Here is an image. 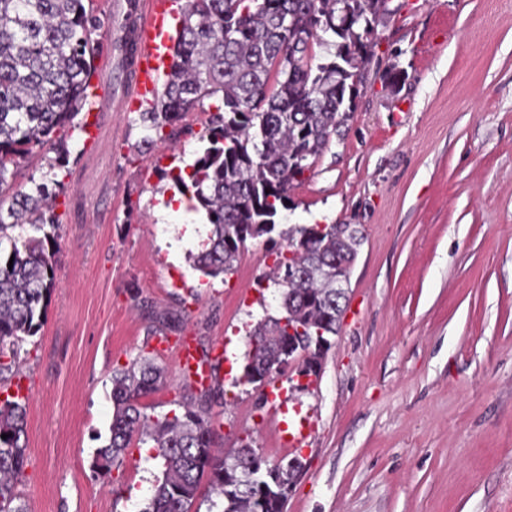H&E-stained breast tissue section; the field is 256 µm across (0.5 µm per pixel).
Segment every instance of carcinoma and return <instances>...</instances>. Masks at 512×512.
Instances as JSON below:
<instances>
[{"instance_id":"cac0c4a2","label":"carcinoma","mask_w":512,"mask_h":512,"mask_svg":"<svg viewBox=\"0 0 512 512\" xmlns=\"http://www.w3.org/2000/svg\"><path fill=\"white\" fill-rule=\"evenodd\" d=\"M377 0H186L169 55L168 73L152 106L140 113L152 133L174 126L204 101L217 102L190 172L170 173L192 192V209L212 230L191 267L207 277L231 275L247 243L263 239L287 255L263 278L281 292V315L249 333L243 378L251 384L268 367L338 333L336 278L347 261L345 224H298L278 229L290 191L313 169L332 138L347 126L359 95L372 43L366 27L379 25ZM103 23L84 0H0V381L14 375L22 344L44 326L54 287L56 193L46 182L28 191L13 184L14 168L36 147L50 145L66 159L65 129L77 120L91 88L93 57ZM327 48L313 63L314 44ZM13 266H8V263ZM165 369L151 362L112 375L114 411L107 444L93 468L104 475L123 465L133 438L150 441L162 461L144 512H190L201 483L222 498V512H284L285 501L256 476L251 442L231 456L215 448L209 397L178 403L154 417L141 399L164 385ZM0 398V512H27L17 485L28 464L26 399Z\"/></svg>"}]
</instances>
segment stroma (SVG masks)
Listing matches in <instances>:
<instances>
[{
  "label": "stroma",
  "instance_id": "obj_1",
  "mask_svg": "<svg viewBox=\"0 0 512 512\" xmlns=\"http://www.w3.org/2000/svg\"><path fill=\"white\" fill-rule=\"evenodd\" d=\"M340 137L292 190L283 227L350 224L364 236L340 329L317 377L238 382L248 335L279 316L275 263L250 243L234 274L193 271L202 213H153L169 172L196 159L207 115L171 141L146 131L111 70L97 139L67 134L55 168L58 263L47 318L17 377L29 393L27 512H144L162 466L133 443L111 477L92 467L112 421V372L143 358L165 384L161 416L186 396L175 353L223 349L217 447L240 441L303 469L285 512H512V0H391ZM402 80L389 86L386 75ZM309 436L288 446L278 406Z\"/></svg>",
  "mask_w": 512,
  "mask_h": 512
}]
</instances>
